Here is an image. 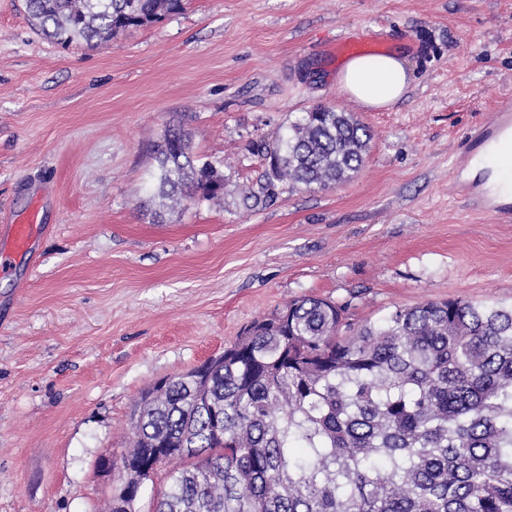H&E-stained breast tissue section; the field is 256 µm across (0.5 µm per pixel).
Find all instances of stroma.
<instances>
[{
	"mask_svg": "<svg viewBox=\"0 0 512 512\" xmlns=\"http://www.w3.org/2000/svg\"><path fill=\"white\" fill-rule=\"evenodd\" d=\"M379 34L411 71L371 109L336 87L342 36ZM512 95V0H189L90 48L62 46L0 0V512H107L106 453L155 381L223 353L255 320L314 296L376 322L462 298L512 303V215L470 194L467 132ZM316 104L372 133L361 169L284 189L238 188ZM190 132L224 162V204L153 199L156 149ZM38 208L43 233L10 250ZM161 219H153V211Z\"/></svg>",
	"mask_w": 512,
	"mask_h": 512,
	"instance_id": "stroma-1",
	"label": "stroma"
}]
</instances>
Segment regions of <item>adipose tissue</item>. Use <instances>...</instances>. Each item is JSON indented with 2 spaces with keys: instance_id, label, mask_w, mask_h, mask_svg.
I'll use <instances>...</instances> for the list:
<instances>
[{
  "instance_id": "ef3b65f1",
  "label": "adipose tissue",
  "mask_w": 512,
  "mask_h": 512,
  "mask_svg": "<svg viewBox=\"0 0 512 512\" xmlns=\"http://www.w3.org/2000/svg\"><path fill=\"white\" fill-rule=\"evenodd\" d=\"M336 84L349 97L369 108H385L403 99L410 71L402 53L357 56L337 72Z\"/></svg>"
}]
</instances>
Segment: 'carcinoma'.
<instances>
[{
  "label": "carcinoma",
  "instance_id": "carcinoma-1",
  "mask_svg": "<svg viewBox=\"0 0 512 512\" xmlns=\"http://www.w3.org/2000/svg\"><path fill=\"white\" fill-rule=\"evenodd\" d=\"M183 0H25L49 39L88 47ZM370 130L336 108L298 113L273 142L247 209L276 188L326 187L362 167ZM158 196L224 202V170L165 134ZM224 414L211 431L210 407ZM126 453L163 478L152 512H512V304L450 298L354 322L305 296L254 322L202 368L141 392ZM182 459L172 471L163 465Z\"/></svg>",
  "mask_w": 512,
  "mask_h": 512
}]
</instances>
